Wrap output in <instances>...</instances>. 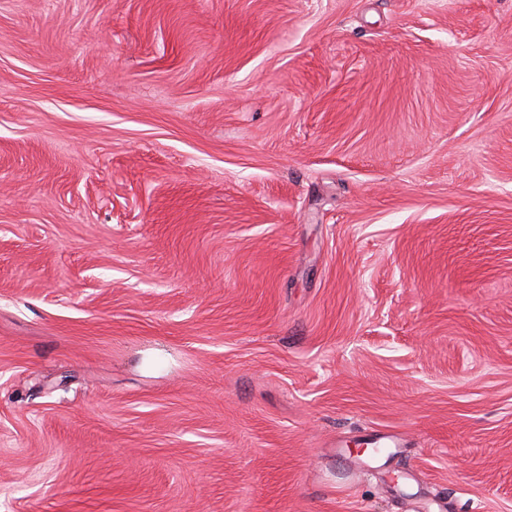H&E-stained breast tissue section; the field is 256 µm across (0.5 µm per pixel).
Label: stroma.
<instances>
[{"label":"stroma","mask_w":512,"mask_h":512,"mask_svg":"<svg viewBox=\"0 0 512 512\" xmlns=\"http://www.w3.org/2000/svg\"><path fill=\"white\" fill-rule=\"evenodd\" d=\"M0 512H512V0H0Z\"/></svg>","instance_id":"obj_1"}]
</instances>
